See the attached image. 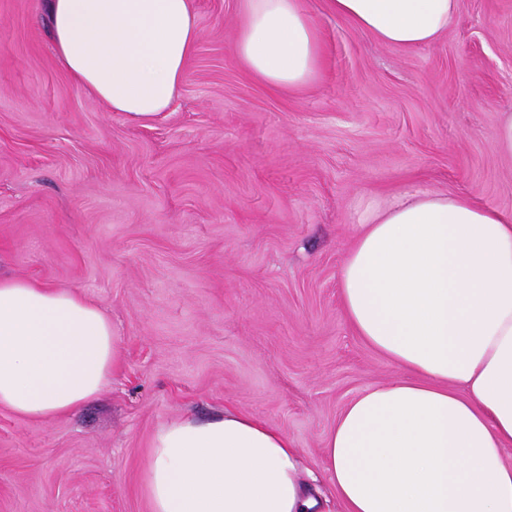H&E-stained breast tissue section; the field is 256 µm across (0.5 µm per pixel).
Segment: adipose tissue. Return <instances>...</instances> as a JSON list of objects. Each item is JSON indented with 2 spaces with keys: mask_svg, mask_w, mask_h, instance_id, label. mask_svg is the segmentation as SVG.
I'll use <instances>...</instances> for the list:
<instances>
[{
  "mask_svg": "<svg viewBox=\"0 0 512 512\" xmlns=\"http://www.w3.org/2000/svg\"><path fill=\"white\" fill-rule=\"evenodd\" d=\"M57 60L113 111L150 121L174 102L198 37L192 0H47ZM386 44L447 31L458 0H326ZM233 50L262 82L298 89L323 55L302 0H241ZM355 332L400 371L365 389L326 438L345 512H512V216L414 189L366 207L339 275ZM118 338L68 288L0 276V407L41 420L96 398ZM151 512H315L287 434L235 410L160 425Z\"/></svg>",
  "mask_w": 512,
  "mask_h": 512,
  "instance_id": "adipose-tissue-1",
  "label": "adipose tissue"
}]
</instances>
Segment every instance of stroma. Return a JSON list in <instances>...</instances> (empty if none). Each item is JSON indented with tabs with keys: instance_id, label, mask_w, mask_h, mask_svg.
<instances>
[{
	"instance_id": "35a3bbf8",
	"label": "stroma",
	"mask_w": 512,
	"mask_h": 512,
	"mask_svg": "<svg viewBox=\"0 0 512 512\" xmlns=\"http://www.w3.org/2000/svg\"><path fill=\"white\" fill-rule=\"evenodd\" d=\"M177 98L141 122L59 65L43 0H0V275L70 288L112 321L119 364L75 413L0 408V512H150L159 425L236 408L286 432L327 512L343 407L400 370L352 328L339 274L364 205L414 188L512 214V0H459L403 48L304 0L318 74L275 90L237 60L240 0H192ZM494 148L499 155L512 158V114L506 115L498 126Z\"/></svg>"
}]
</instances>
